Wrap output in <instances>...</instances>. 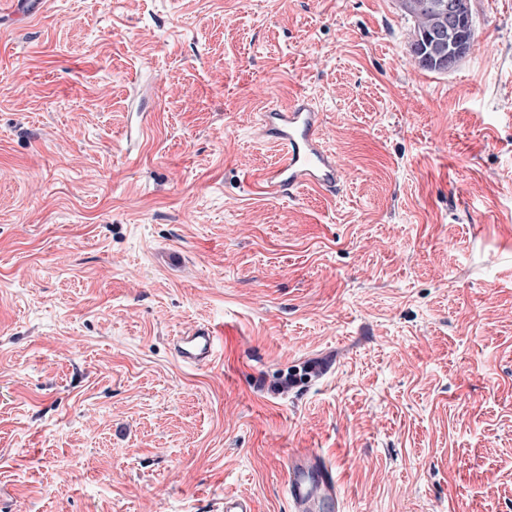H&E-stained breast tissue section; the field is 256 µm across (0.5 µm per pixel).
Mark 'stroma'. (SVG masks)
Returning <instances> with one entry per match:
<instances>
[{
	"instance_id": "stroma-1",
	"label": "stroma",
	"mask_w": 512,
	"mask_h": 512,
	"mask_svg": "<svg viewBox=\"0 0 512 512\" xmlns=\"http://www.w3.org/2000/svg\"><path fill=\"white\" fill-rule=\"evenodd\" d=\"M471 6L442 73L397 0L0 17V512H291L300 448L341 512H512V0ZM299 94L344 181L269 197ZM218 336L209 329H197L177 336L174 346L177 357L189 366L211 364L216 357Z\"/></svg>"
}]
</instances>
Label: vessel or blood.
<instances>
[{
	"label": "vessel or blood",
	"mask_w": 512,
	"mask_h": 512,
	"mask_svg": "<svg viewBox=\"0 0 512 512\" xmlns=\"http://www.w3.org/2000/svg\"><path fill=\"white\" fill-rule=\"evenodd\" d=\"M264 124L280 148V159L259 176L262 189L275 197L303 186L338 190L343 172L334 154L320 141V113L307 97H296L285 109L267 110ZM217 345L216 333L208 328L177 337L174 342L177 357L189 366L212 363ZM286 487L294 512H315L320 503L338 500L332 467L305 448L291 458Z\"/></svg>",
	"instance_id": "obj_1"
}]
</instances>
